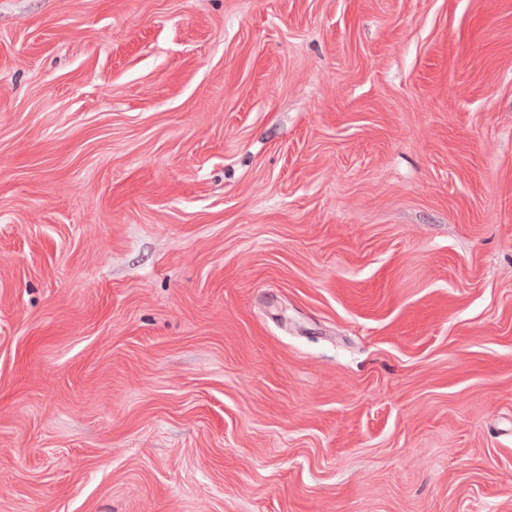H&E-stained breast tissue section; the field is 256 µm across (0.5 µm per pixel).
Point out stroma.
Segmentation results:
<instances>
[{
    "mask_svg": "<svg viewBox=\"0 0 512 512\" xmlns=\"http://www.w3.org/2000/svg\"><path fill=\"white\" fill-rule=\"evenodd\" d=\"M0 512H512V0H0Z\"/></svg>",
    "mask_w": 512,
    "mask_h": 512,
    "instance_id": "obj_1",
    "label": "stroma"
}]
</instances>
